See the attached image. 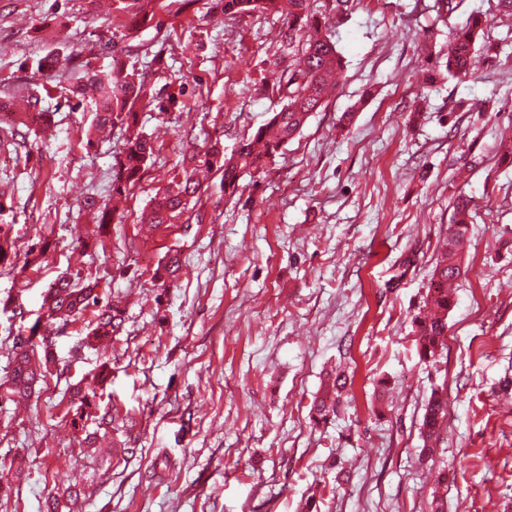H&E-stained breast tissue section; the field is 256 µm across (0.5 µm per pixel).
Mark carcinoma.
Wrapping results in <instances>:
<instances>
[{
    "label": "carcinoma",
    "instance_id": "obj_1",
    "mask_svg": "<svg viewBox=\"0 0 512 512\" xmlns=\"http://www.w3.org/2000/svg\"><path fill=\"white\" fill-rule=\"evenodd\" d=\"M154 0H112V7L119 12L132 14L135 25L151 27L155 18ZM464 0H436L437 19L448 24L450 51L440 75L458 78L472 74L476 63V52L481 46L485 20L470 16L464 24H449L462 13ZM213 7L224 16L235 18L254 11H273L288 21V29L282 35L278 57L274 65L279 78L272 92L285 100L282 108L273 113L269 121L259 127L254 135L244 140L236 151L225 156L221 143L215 142L204 154L193 152L185 157L181 171L173 177L168 188L156 194L149 208L142 215V222L159 228L172 223L187 209L190 201L200 193V183L195 178L197 167L206 165L223 171L224 194L233 196L239 179L246 172H259L274 163L275 158L289 140L299 133L312 113L318 111L331 85L330 79L343 68V59L335 43L323 29L322 19L326 14L313 8L310 0H213ZM39 72L51 74L63 70L67 75L66 99L75 102V107L90 105L95 113L98 127H117L125 132L123 147L112 155L110 191L122 196L128 188L141 179L147 161L153 154L150 138L139 128V112L143 98L144 75L128 66L124 56L112 55V64L107 71H97L91 61L80 51L72 50L64 55L50 53L36 62ZM45 96L39 87L28 88L26 118L18 119L14 126L31 128L32 123H46L54 113L44 106ZM84 207L98 213V229L106 231L111 223L110 212L93 198L83 201ZM470 200L460 198L454 207L452 224L440 255L432 270L423 307L411 318L415 348L419 360L435 363L448 336V313L455 306L448 285L462 274L461 253L468 233ZM51 247L46 238L39 239V247L26 252L23 267L42 262ZM14 242L9 231L0 225V264L12 259ZM181 266L178 253H167L164 263L158 268V276L172 279ZM97 282L90 279L73 282L65 277L54 280L43 297V307L51 324L67 325L90 307H96L91 328L85 343L95 349L110 342L126 331V309L112 299L100 303L96 292ZM38 336V325L30 328V337L20 340L29 348H19L13 357V367L7 380L6 392L12 401L28 399L34 394L39 381L50 372L55 359L47 337L41 344L32 342ZM41 347L39 356L36 347ZM347 378L341 372L328 373L323 383L324 396L314 401L315 416L324 420L336 412L340 397L346 388ZM96 393L85 392L80 384L73 386L70 394L71 426L85 433L87 444L96 443L97 432L112 425V415L98 414ZM448 419V394L438 388L432 392L422 418L420 434L424 442L422 453H433L441 431ZM96 430H88L89 425Z\"/></svg>",
    "mask_w": 512,
    "mask_h": 512
}]
</instances>
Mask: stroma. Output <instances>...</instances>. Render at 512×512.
Wrapping results in <instances>:
<instances>
[{
    "label": "stroma",
    "mask_w": 512,
    "mask_h": 512,
    "mask_svg": "<svg viewBox=\"0 0 512 512\" xmlns=\"http://www.w3.org/2000/svg\"><path fill=\"white\" fill-rule=\"evenodd\" d=\"M435 0H360L329 17L344 69L336 89L275 165L244 175L225 198L221 172L203 180L195 211L154 231L140 223L184 153L239 141L281 104L271 88L280 15L234 20L211 0L157 10L139 32L137 71L157 50L169 71L146 73L161 91L185 85L181 104L140 113L154 153L106 230L84 198L111 199L112 155L124 133L90 134L92 113L61 88L45 104L51 124L9 151L0 129V224L17 254L0 264V383L32 325L49 337L50 374L26 400H0V512H43L70 485L72 512H512V18L498 0H465L485 17L490 54L465 79L426 84L448 51ZM131 21L108 0H0V99L18 105L41 83L36 58L78 49L99 70L124 48ZM422 112H415V105ZM472 200L463 274L454 283L447 345L419 360L411 317L448 235L453 202ZM41 267L16 279L38 238ZM177 251V279L155 277ZM95 276L122 298L126 331L102 352L83 345L92 311L60 327L42 307L60 275ZM114 421L110 451L86 447L62 397L94 383ZM352 384L335 415L311 406L326 372ZM448 390V423L432 460L419 461L420 425L433 388ZM448 481L438 484L439 472Z\"/></svg>",
    "instance_id": "obj_1"
}]
</instances>
